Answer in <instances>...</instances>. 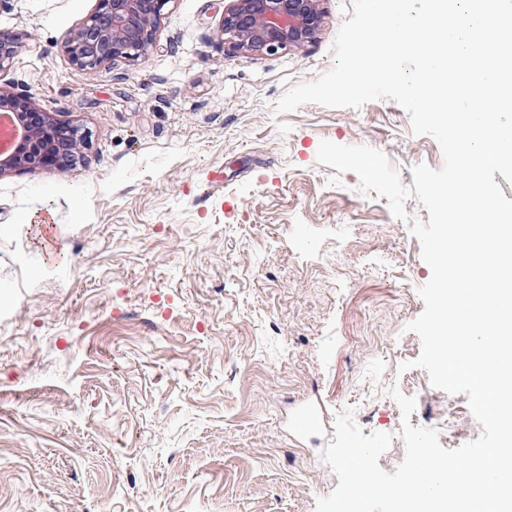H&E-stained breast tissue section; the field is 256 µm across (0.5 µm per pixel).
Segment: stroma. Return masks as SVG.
<instances>
[{"label":"stroma","instance_id":"stroma-1","mask_svg":"<svg viewBox=\"0 0 512 512\" xmlns=\"http://www.w3.org/2000/svg\"><path fill=\"white\" fill-rule=\"evenodd\" d=\"M231 5L170 0L144 56L81 69L65 45L96 0H0L26 41L0 84L85 134L75 166L0 179V512H316L337 412L392 434L389 473L388 388L436 418L407 329L429 213L395 218L317 151L370 146L409 186L441 148L390 99L277 112L332 69L351 0L273 55L225 43Z\"/></svg>","mask_w":512,"mask_h":512}]
</instances>
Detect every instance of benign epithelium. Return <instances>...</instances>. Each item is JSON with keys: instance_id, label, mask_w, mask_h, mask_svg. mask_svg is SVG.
Masks as SVG:
<instances>
[{"instance_id": "1", "label": "benign epithelium", "mask_w": 512, "mask_h": 512, "mask_svg": "<svg viewBox=\"0 0 512 512\" xmlns=\"http://www.w3.org/2000/svg\"><path fill=\"white\" fill-rule=\"evenodd\" d=\"M172 0H98L96 11L68 38L66 51L81 68L134 59L153 46L162 12ZM319 0H234L224 15V39L238 50L272 54L312 42L321 26ZM24 44L0 32V72ZM0 110L11 115L17 136L0 153V177L69 166L80 161L78 129L53 120L0 85Z\"/></svg>"}]
</instances>
